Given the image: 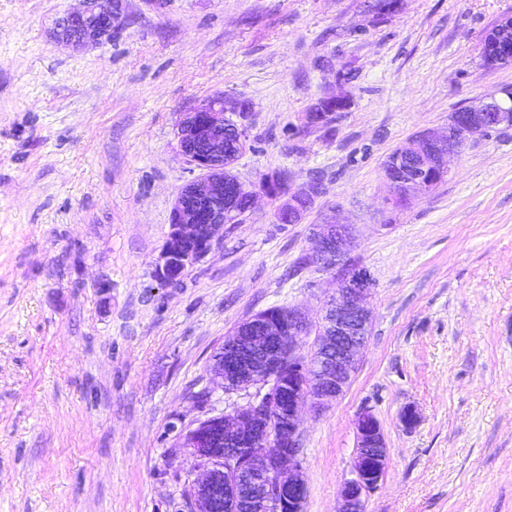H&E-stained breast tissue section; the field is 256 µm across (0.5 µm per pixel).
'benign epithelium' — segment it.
Wrapping results in <instances>:
<instances>
[{
    "label": "benign epithelium",
    "instance_id": "obj_1",
    "mask_svg": "<svg viewBox=\"0 0 512 512\" xmlns=\"http://www.w3.org/2000/svg\"><path fill=\"white\" fill-rule=\"evenodd\" d=\"M126 22L124 0H81V8L55 20L53 38L76 49L99 45ZM485 66L512 62V17L501 20L484 40ZM224 95L184 114L179 124L181 155L201 175L184 186L175 201L168 238L155 263L161 286L181 282L212 249L226 224H238L250 211L257 192L236 182L245 199L239 210L224 206ZM512 129V88L498 90L488 100L451 114L444 132H419L402 146L383 172L392 201L408 203L449 176L450 156L458 141ZM320 189L315 184L288 193L276 210L280 224H297ZM351 236L348 224H321L312 234V256L332 270L347 262L344 247ZM372 279L363 268L339 282L323 307L316 353H297L298 336L307 332L296 308L268 310L241 322L227 350L211 357L210 379L224 392L238 393L256 386L243 405L227 414L209 416L193 428L176 429V446L188 450L201 470L188 488L189 512H304L307 486L298 458L299 425L306 406L318 410L340 397L356 370L371 325L367 297ZM356 448L352 477L342 489L340 512H364L367 495L382 480L388 451L381 425L365 407L355 422Z\"/></svg>",
    "mask_w": 512,
    "mask_h": 512
}]
</instances>
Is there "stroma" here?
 <instances>
[{"label": "stroma", "instance_id": "obj_1", "mask_svg": "<svg viewBox=\"0 0 512 512\" xmlns=\"http://www.w3.org/2000/svg\"><path fill=\"white\" fill-rule=\"evenodd\" d=\"M392 3L126 0L125 26L76 50L48 30L79 0H0V512H187L196 473L168 429L245 403L207 366L252 315L300 309L310 354L338 283L308 258L326 222L353 228L373 320L350 387L302 415L304 512H338L365 407L388 449L365 512H512V129L465 141L402 206L382 170L512 87L481 58L512 0ZM218 94L246 135L239 181L322 193L298 224L259 195L165 288L155 262L199 175L179 123Z\"/></svg>", "mask_w": 512, "mask_h": 512}]
</instances>
